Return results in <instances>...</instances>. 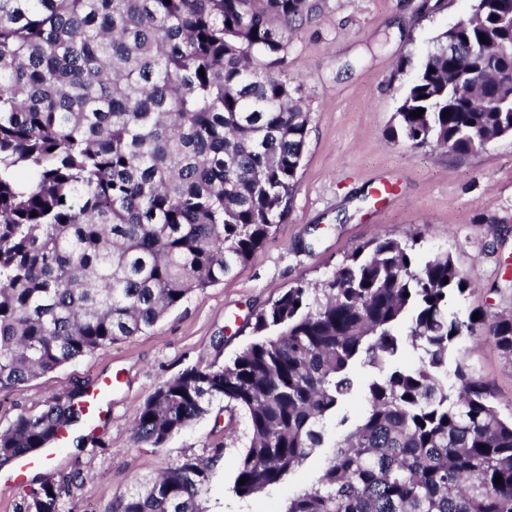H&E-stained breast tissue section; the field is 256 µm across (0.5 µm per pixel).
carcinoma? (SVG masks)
I'll return each instance as SVG.
<instances>
[{"mask_svg":"<svg viewBox=\"0 0 512 512\" xmlns=\"http://www.w3.org/2000/svg\"><path fill=\"white\" fill-rule=\"evenodd\" d=\"M310 10L307 0H0V390L146 332L233 276L284 221L309 114L283 63ZM474 11L457 54L445 31L416 68L393 141L468 155L512 135V86L492 78L512 71V0H475ZM481 34L496 54L482 53ZM418 241L374 237L321 283L288 288L230 361L158 385L135 441L161 447L222 400L248 421L231 487L241 500L328 448L315 481L278 512H512V418L460 347L482 325L512 362V313L460 319L450 303L467 275L448 252L419 257ZM358 364L377 375L365 412L337 437L327 421ZM86 392L0 430V467L77 423ZM209 478L188 458L106 512H202ZM81 479L47 475L19 512H61L63 489Z\"/></svg>","mask_w":512,"mask_h":512,"instance_id":"1","label":"carcinoma"}]
</instances>
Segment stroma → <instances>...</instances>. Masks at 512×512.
<instances>
[{"label":"stroma","mask_w":512,"mask_h":512,"mask_svg":"<svg viewBox=\"0 0 512 512\" xmlns=\"http://www.w3.org/2000/svg\"><path fill=\"white\" fill-rule=\"evenodd\" d=\"M308 2L312 10L284 64L309 114L286 221L237 274L190 295L152 329L33 378L23 389L0 392L2 430L17 415L44 409L52 396L99 377L114 380L105 422L94 431L77 429L84 446L68 443L19 481L15 466L0 469V512H17L24 490L43 475L75 470L83 481L64 493L63 512H106L137 482L187 457L210 465L204 512H277L289 491L311 484L323 455L305 463L289 486L241 501L230 487L249 442L242 412L227 413L215 402L209 415L158 448L135 443L134 415L163 381L230 360L250 341L254 314L295 283L324 280L372 237L402 239L418 230L422 255L450 253L471 282L452 305L460 318L512 312V136L465 156L389 138L414 75L403 61L422 57L439 33L470 14L472 0ZM465 345L471 368L495 389L500 414L512 415V364L484 334Z\"/></svg>","instance_id":"obj_1"}]
</instances>
